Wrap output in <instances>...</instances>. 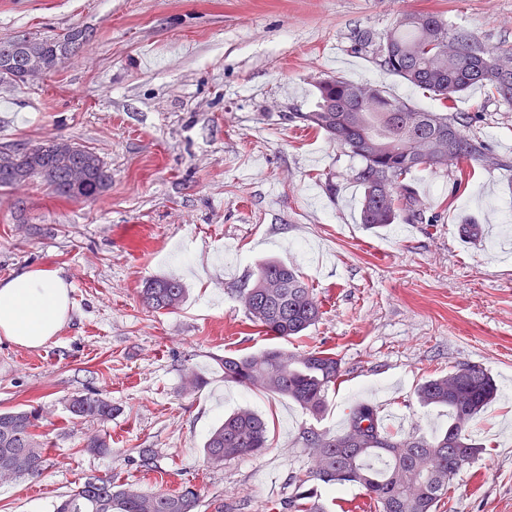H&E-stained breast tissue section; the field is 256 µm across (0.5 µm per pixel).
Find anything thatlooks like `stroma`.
Masks as SVG:
<instances>
[{
  "mask_svg": "<svg viewBox=\"0 0 512 512\" xmlns=\"http://www.w3.org/2000/svg\"><path fill=\"white\" fill-rule=\"evenodd\" d=\"M421 10L486 46H512V0H0V39L94 34L46 76L0 82V150L63 137L112 174L91 204L35 183L0 190V280L54 269L72 303L43 347L0 339V410L41 407L46 458L39 474L0 481V512H53L92 476L144 492L193 485L198 512H283L293 475L313 466L303 428L339 434L370 401L432 436L448 418L414 391L460 363L485 369L499 391L471 426L484 450L457 476L451 512H512V169L471 167L457 192L454 172L415 171L433 223L368 228L351 178L358 159L295 118L336 74L440 111L357 48L361 31L382 35ZM477 105L475 133L512 159V104L474 90L456 109ZM489 222L496 236L459 247L455 225ZM270 258L296 268L322 303L285 349H334L346 371L318 421L225 383L218 364L269 343L238 290ZM156 277L183 283L179 309L143 304L142 283ZM191 370L205 379L193 391ZM88 390L117 407L107 426L70 419L68 399ZM240 408L268 421L269 447L211 467L205 441ZM101 432L111 453H90L85 440ZM143 448L156 471L139 467Z\"/></svg>",
  "mask_w": 512,
  "mask_h": 512,
  "instance_id": "obj_1",
  "label": "stroma"
}]
</instances>
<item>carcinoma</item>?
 I'll use <instances>...</instances> for the list:
<instances>
[{
    "instance_id": "1",
    "label": "carcinoma",
    "mask_w": 512,
    "mask_h": 512,
    "mask_svg": "<svg viewBox=\"0 0 512 512\" xmlns=\"http://www.w3.org/2000/svg\"><path fill=\"white\" fill-rule=\"evenodd\" d=\"M358 44L375 54L381 69L433 94L443 107L441 112L421 110L382 86L369 88L331 76L329 83H317L314 107L294 113L361 160L352 173L363 190L360 223L372 228L398 221L429 223L426 204L411 184L416 170L446 171L451 166L462 173L466 164L512 168L469 132L482 108L471 114L452 111L457 99L473 87L483 89L490 99L512 103V48H490L429 11L403 16L378 41L364 31ZM84 46L75 27L53 38L21 34L0 40V81H34ZM35 181L59 199L86 203L105 193L112 177L97 152L68 139L0 152V189ZM140 294L157 313L176 310L185 301V288L170 278L145 281ZM241 302L249 320L275 339L301 336L320 317L313 289L277 259L260 265ZM219 364L224 381L287 398L314 419L326 412L329 391L343 377L341 360L329 349L296 353L268 346L248 355H226ZM495 395L490 374L463 363L446 375L426 379L415 390L420 405L448 413V429L437 436L393 435L370 403L355 406L337 435L304 429L303 447L314 458L315 469L304 478L293 477L295 495L289 508L320 512L312 502L313 489L306 487L317 480L330 486H361L376 512H439L462 468L482 451L468 427ZM67 410L73 420L102 423L112 420L115 412L112 402L95 392L73 396ZM41 419V408L33 405L0 412V479L16 480L42 470L44 444L37 434ZM268 435L262 416L239 410L210 433L204 445L207 463L221 467L228 460L258 455L268 448ZM199 502L191 486L177 493H145L91 477L59 496L54 512H197Z\"/></svg>"
}]
</instances>
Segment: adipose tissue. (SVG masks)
Wrapping results in <instances>:
<instances>
[{
    "mask_svg": "<svg viewBox=\"0 0 512 512\" xmlns=\"http://www.w3.org/2000/svg\"><path fill=\"white\" fill-rule=\"evenodd\" d=\"M70 310V286L57 272L30 268L0 280V337L17 346H44Z\"/></svg>",
    "mask_w": 512,
    "mask_h": 512,
    "instance_id": "1",
    "label": "adipose tissue"
}]
</instances>
